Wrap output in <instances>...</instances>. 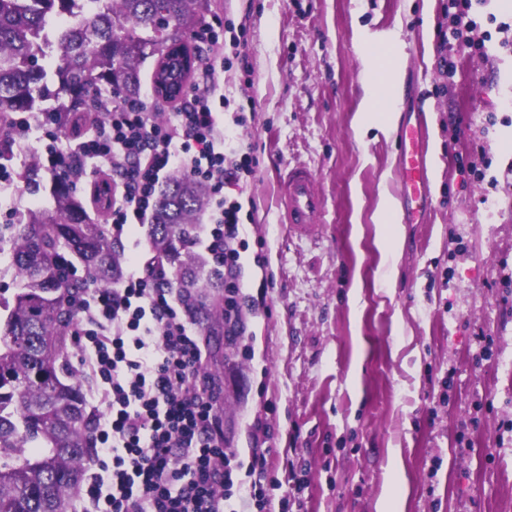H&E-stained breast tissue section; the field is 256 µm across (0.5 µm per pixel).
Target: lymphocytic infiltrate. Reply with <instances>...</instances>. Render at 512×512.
<instances>
[{
    "label": "lymphocytic infiltrate",
    "instance_id": "obj_1",
    "mask_svg": "<svg viewBox=\"0 0 512 512\" xmlns=\"http://www.w3.org/2000/svg\"><path fill=\"white\" fill-rule=\"evenodd\" d=\"M245 25L213 17L193 34L201 53V82L176 103L168 120H156L146 97L98 98V117L75 145L63 144L57 120L24 112L8 126L14 147L38 131L37 169L70 186L89 176L86 161L107 170L114 190L109 219L116 241L130 254L116 286L88 290L72 335L88 383L94 454L80 491L82 512H224L232 497L251 500L256 512L274 498L266 458L242 463L225 448L216 406L220 388L203 370L205 345L176 297L167 260L134 236L150 222L159 189L172 171L203 181L209 191V231L202 245L224 263L226 333L237 326L243 292L241 252L248 242L243 204L225 187L254 174L253 147L238 141L243 111H230L224 73L245 75L241 96L253 102L252 66L241 44ZM246 481H235L236 470Z\"/></svg>",
    "mask_w": 512,
    "mask_h": 512
}]
</instances>
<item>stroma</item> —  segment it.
Returning <instances> with one entry per match:
<instances>
[{"instance_id":"stroma-1","label":"stroma","mask_w":512,"mask_h":512,"mask_svg":"<svg viewBox=\"0 0 512 512\" xmlns=\"http://www.w3.org/2000/svg\"><path fill=\"white\" fill-rule=\"evenodd\" d=\"M208 13L246 22L243 281L263 298L242 336L206 339L225 446L265 456L292 512H380L397 464L402 512H512V0L476 8L458 51L442 43L448 0H209ZM388 49L401 118L428 131L433 198L427 223L393 216L389 263L373 217L396 192L398 138L356 130L363 58ZM473 161L481 174L464 172ZM299 162L326 197L313 238L280 222L276 175Z\"/></svg>"}]
</instances>
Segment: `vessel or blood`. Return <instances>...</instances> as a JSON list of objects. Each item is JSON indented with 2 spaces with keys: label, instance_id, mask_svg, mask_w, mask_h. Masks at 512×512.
<instances>
[{
  "label": "vessel or blood",
  "instance_id": "1",
  "mask_svg": "<svg viewBox=\"0 0 512 512\" xmlns=\"http://www.w3.org/2000/svg\"><path fill=\"white\" fill-rule=\"evenodd\" d=\"M399 182L397 198L403 223H423L432 208L427 140L422 120L405 123L399 130ZM279 187L284 218L290 232L308 235L323 224L324 194L316 186V174L303 163L281 173Z\"/></svg>",
  "mask_w": 512,
  "mask_h": 512
}]
</instances>
